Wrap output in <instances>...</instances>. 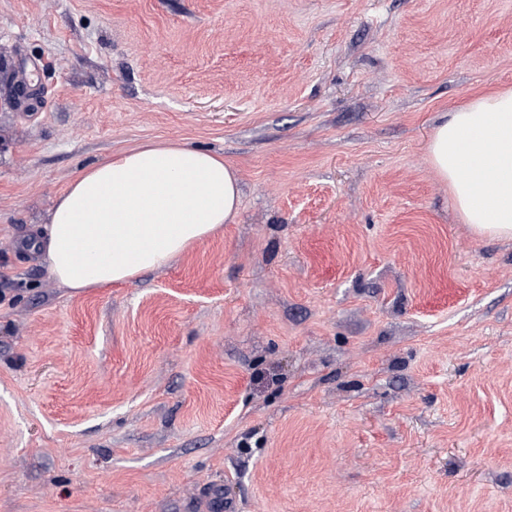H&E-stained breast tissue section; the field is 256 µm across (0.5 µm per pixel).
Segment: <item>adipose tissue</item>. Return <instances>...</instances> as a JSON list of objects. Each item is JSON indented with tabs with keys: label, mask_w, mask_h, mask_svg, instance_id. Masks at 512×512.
Segmentation results:
<instances>
[{
	"label": "adipose tissue",
	"mask_w": 512,
	"mask_h": 512,
	"mask_svg": "<svg viewBox=\"0 0 512 512\" xmlns=\"http://www.w3.org/2000/svg\"><path fill=\"white\" fill-rule=\"evenodd\" d=\"M429 156L473 232L512 238V90L442 113ZM239 206V180L222 156L147 143L82 169L57 196L40 246L63 287L105 288L165 266Z\"/></svg>",
	"instance_id": "obj_1"
}]
</instances>
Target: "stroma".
Wrapping results in <instances>:
<instances>
[{"mask_svg":"<svg viewBox=\"0 0 512 512\" xmlns=\"http://www.w3.org/2000/svg\"><path fill=\"white\" fill-rule=\"evenodd\" d=\"M0 512H512V238L433 169L512 89V0H0ZM178 140L222 233L72 294L33 247L84 167ZM0 82L8 88V100L10 103L18 104L22 102L33 104L37 102L40 94V88L32 85L31 82L23 81L13 82V73L8 65L0 59Z\"/></svg>","mask_w":512,"mask_h":512,"instance_id":"1","label":"stroma"}]
</instances>
